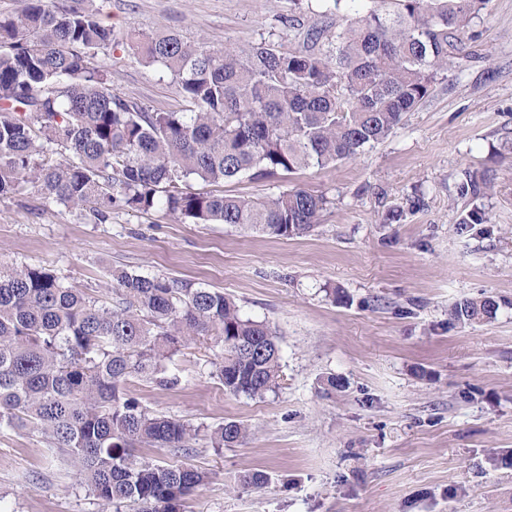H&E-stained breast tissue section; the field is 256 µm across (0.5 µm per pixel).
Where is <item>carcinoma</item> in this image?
<instances>
[{"mask_svg": "<svg viewBox=\"0 0 512 512\" xmlns=\"http://www.w3.org/2000/svg\"><path fill=\"white\" fill-rule=\"evenodd\" d=\"M108 2L32 0L20 15H0V194L25 178L46 203L85 208L100 223L114 210L163 206L195 224L292 238L318 223L324 195L293 188L253 198L179 185L326 168L384 140L439 73L467 57L466 34L489 0H391L393 8H368L337 29L318 52L209 49L173 32L139 35L132 49L178 82L186 112H156L112 93L98 61L112 46L99 19ZM487 188L468 173L459 194ZM112 281L107 303L48 268H0V428L36 431L106 505L180 512L210 479L182 462L199 428L149 413L126 384L178 386L173 357L211 340L222 349L215 376L224 392L261 397L279 385L277 333L219 290L123 268ZM498 309L484 295L452 315L481 322ZM246 434L230 421L209 439L222 448ZM142 447L174 460L140 456Z\"/></svg>", "mask_w": 512, "mask_h": 512, "instance_id": "carcinoma-1", "label": "carcinoma"}]
</instances>
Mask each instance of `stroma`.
<instances>
[{"mask_svg":"<svg viewBox=\"0 0 512 512\" xmlns=\"http://www.w3.org/2000/svg\"><path fill=\"white\" fill-rule=\"evenodd\" d=\"M349 21L327 0H110L100 57L113 94L178 112L179 84L132 50L135 34L288 53ZM472 30L471 55L384 141L332 167L224 183L251 197L324 194L307 235L192 224L161 207L96 224L42 205L24 181L0 195L2 268L46 267L101 300L113 269L168 277L224 291L276 329L283 379L264 396L224 394L211 342L174 358L177 388L128 382L150 412L249 428L219 449L199 436L189 462L212 480L182 512H512V0H490ZM468 172L491 181L485 196L459 195ZM476 207L486 223H460ZM484 294L507 301L494 319L451 317ZM330 376L341 388L324 386ZM257 470L266 488L238 483ZM103 510L38 433L0 429V512Z\"/></svg>","mask_w":512,"mask_h":512,"instance_id":"stroma-1","label":"stroma"}]
</instances>
